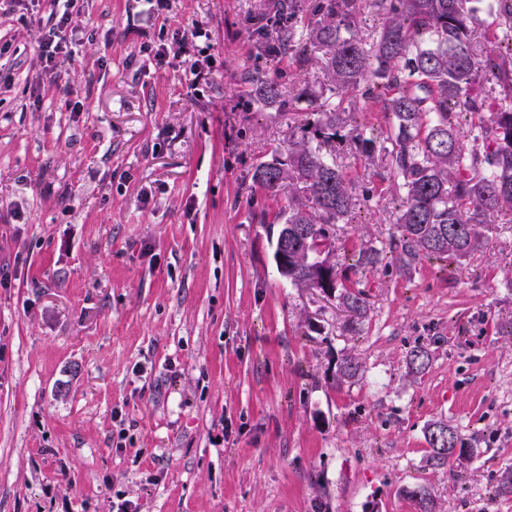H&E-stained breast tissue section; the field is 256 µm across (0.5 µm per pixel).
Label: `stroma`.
<instances>
[{
  "mask_svg": "<svg viewBox=\"0 0 512 512\" xmlns=\"http://www.w3.org/2000/svg\"><path fill=\"white\" fill-rule=\"evenodd\" d=\"M282 2L74 0L51 70L55 0H0V512H417L420 485L435 512H512V223L467 259L361 265L404 191L343 140L374 200L334 249L368 316L348 331L340 298L282 280L288 198L252 174L325 89L272 49ZM437 420L478 456L429 466ZM62 13L56 15L53 27L49 29L48 37L42 41L40 46L41 58L45 60V67L55 68L60 59H69L72 56V50H68V43L65 36H61L63 29H66L72 20V7L73 1L65 0Z\"/></svg>",
  "mask_w": 512,
  "mask_h": 512,
  "instance_id": "35a3bbf8",
  "label": "stroma"
}]
</instances>
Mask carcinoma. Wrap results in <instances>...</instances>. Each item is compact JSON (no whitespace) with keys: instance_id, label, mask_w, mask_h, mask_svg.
I'll use <instances>...</instances> for the list:
<instances>
[{"instance_id":"cac0c4a2","label":"carcinoma","mask_w":512,"mask_h":512,"mask_svg":"<svg viewBox=\"0 0 512 512\" xmlns=\"http://www.w3.org/2000/svg\"><path fill=\"white\" fill-rule=\"evenodd\" d=\"M362 2L316 0L318 20L306 36L291 23L275 32L274 48L301 66L309 47L321 50L326 108L302 128L288 161L262 162L252 175L253 184L271 195L288 191V239L302 225L312 229L310 244L289 263L288 282L339 293L357 320L367 317V294L335 267L322 272L317 261L320 247L332 248V227L358 201L348 175L323 150L343 136L352 99H368L394 118L388 145L379 149L357 128L343 137L369 158L380 154L384 172L401 180L405 205L388 240L401 267L472 256L512 210V0H375L386 19L370 41L356 29ZM453 106L469 115L467 131L453 123ZM407 363L411 372L422 373L429 352L415 348ZM361 371L359 360L349 357L336 383ZM425 439L429 465H445L442 449L455 447V428L434 422ZM410 497L419 512H433L426 487Z\"/></svg>"}]
</instances>
